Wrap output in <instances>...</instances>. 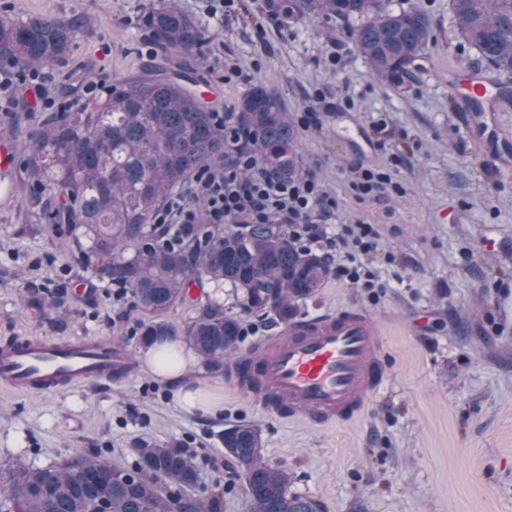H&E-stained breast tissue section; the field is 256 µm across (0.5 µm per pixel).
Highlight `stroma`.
Segmentation results:
<instances>
[{"instance_id": "obj_1", "label": "stroma", "mask_w": 512, "mask_h": 512, "mask_svg": "<svg viewBox=\"0 0 512 512\" xmlns=\"http://www.w3.org/2000/svg\"><path fill=\"white\" fill-rule=\"evenodd\" d=\"M156 0H0V13L41 19L86 15L92 20L66 59L40 68L46 105L31 102L29 71L0 73V85L30 101L29 113L0 145L20 152L48 105H66L110 84L141 75L153 63L170 72L190 68L209 83L206 106L236 112L254 83L274 92L288 112L301 154V173L314 174L333 204L329 227L375 225L380 249L372 258L377 285L357 288L337 278L301 305V315L343 308L365 310L376 322L392 368L390 387L370 400L359 419L320 428L282 420L232 389L226 372L200 369L192 380L218 393L221 405L188 412L172 386L141 359L132 294L92 281L68 239L32 210L35 193L14 164L0 193V345L17 336L51 340L95 338L121 345L130 376L88 382L56 393L0 391V468H46L81 453L133 469L136 446L178 444L196 452L201 482L218 488L221 512H251L245 482L224 453L225 430L259 431L269 464L285 466L291 492L319 512H512V175L478 155L472 141L484 128L507 133L501 144L512 167V96L503 109L480 116L458 112L449 78L485 69L458 35L448 0H392L417 6L434 28L422 59L404 84L376 78L347 29L335 23L284 21L268 0H239L214 18L206 0H177L208 30L210 40L190 57L155 45L148 16ZM321 89L320 123L304 127L300 113ZM350 112L374 143L362 153L336 139L338 111ZM404 192L357 197L356 167L383 168ZM65 287L64 325L25 308L28 284Z\"/></svg>"}]
</instances>
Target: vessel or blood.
I'll return each mask as SVG.
<instances>
[{
	"label": "vessel or blood",
	"instance_id": "1",
	"mask_svg": "<svg viewBox=\"0 0 512 512\" xmlns=\"http://www.w3.org/2000/svg\"><path fill=\"white\" fill-rule=\"evenodd\" d=\"M455 93L461 111L495 102L497 84L475 75ZM126 352L109 342L18 336L0 345V388L49 394L76 382L124 377ZM391 378L380 332L361 309L302 318L258 339L233 364L234 389L276 417L332 427L358 418Z\"/></svg>",
	"mask_w": 512,
	"mask_h": 512
}]
</instances>
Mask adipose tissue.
<instances>
[{"mask_svg": "<svg viewBox=\"0 0 512 512\" xmlns=\"http://www.w3.org/2000/svg\"><path fill=\"white\" fill-rule=\"evenodd\" d=\"M142 359L150 372L160 381L171 385L181 406L187 411H210L216 404L211 392L203 387H188L181 381L189 365L194 364L192 349L180 341L146 347Z\"/></svg>", "mask_w": 512, "mask_h": 512, "instance_id": "ef3b65f1", "label": "adipose tissue"}]
</instances>
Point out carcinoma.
I'll return each mask as SVG.
<instances>
[{"label":"carcinoma","instance_id":"carcinoma-1","mask_svg":"<svg viewBox=\"0 0 512 512\" xmlns=\"http://www.w3.org/2000/svg\"><path fill=\"white\" fill-rule=\"evenodd\" d=\"M283 18L333 21L349 30L380 80L410 72L433 37L429 17L390 0H283ZM458 34L497 73L512 77V0H448ZM85 20L0 14V72L34 70L65 58ZM154 43L192 54L206 28L175 0H158L148 16ZM186 74L153 64L143 75L112 84L64 112L43 116L22 146L34 205L67 235L77 262L101 283L131 290L145 345L181 339L209 370L224 368L242 341V317L256 312L274 325L297 320L300 302L333 276L329 260L298 245L279 224H156L154 216L189 180L219 165L228 143L214 112L205 109ZM235 123L251 140L258 164L283 180L296 177L301 156L288 112L261 84L241 100ZM229 283L239 310L207 298L179 329L168 312L189 299V288ZM62 291L32 284L24 305L44 318L61 313ZM224 452L244 477L254 512H318L290 491L282 466L264 459L257 430L224 432ZM132 470L98 457L33 468L8 467L0 479V512H215L218 495L193 493L200 469L188 448H136Z\"/></svg>","mask_w":512,"mask_h":512}]
</instances>
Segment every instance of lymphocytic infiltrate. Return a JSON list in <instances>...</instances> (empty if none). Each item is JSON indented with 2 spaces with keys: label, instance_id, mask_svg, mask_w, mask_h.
<instances>
[{
  "label": "lymphocytic infiltrate",
  "instance_id": "f902f5d3",
  "mask_svg": "<svg viewBox=\"0 0 512 512\" xmlns=\"http://www.w3.org/2000/svg\"><path fill=\"white\" fill-rule=\"evenodd\" d=\"M231 158L227 165L201 175L196 194L206 203L212 224H280L299 242H315L324 234L313 216L324 205L327 193L311 175L280 180L263 171L246 135L224 123ZM336 247L337 279L358 288L375 285V275L364 258L378 247V233L371 224H344L330 239Z\"/></svg>",
  "mask_w": 512,
  "mask_h": 512
}]
</instances>
